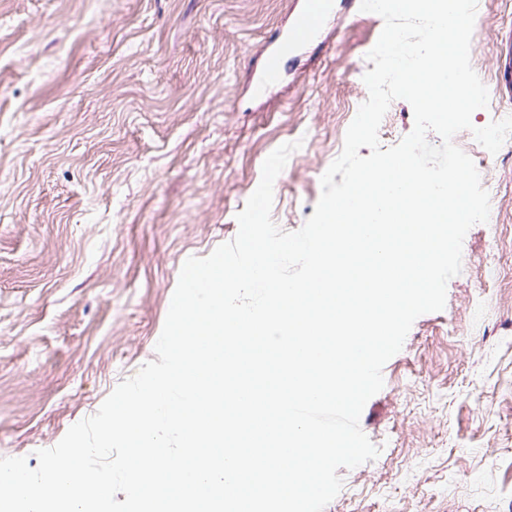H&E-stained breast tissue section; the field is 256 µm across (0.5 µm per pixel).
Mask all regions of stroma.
I'll return each mask as SVG.
<instances>
[{"label": "stroma", "instance_id": "obj_1", "mask_svg": "<svg viewBox=\"0 0 512 512\" xmlns=\"http://www.w3.org/2000/svg\"><path fill=\"white\" fill-rule=\"evenodd\" d=\"M304 0H0V458L55 446L155 345L184 261L238 232L266 157L302 140L271 217L300 229L367 99L383 28L336 0L319 38L256 87ZM512 0H477L473 69L494 93ZM453 141L498 214L472 226L442 311L383 368L324 512H512V139Z\"/></svg>", "mask_w": 512, "mask_h": 512}]
</instances>
